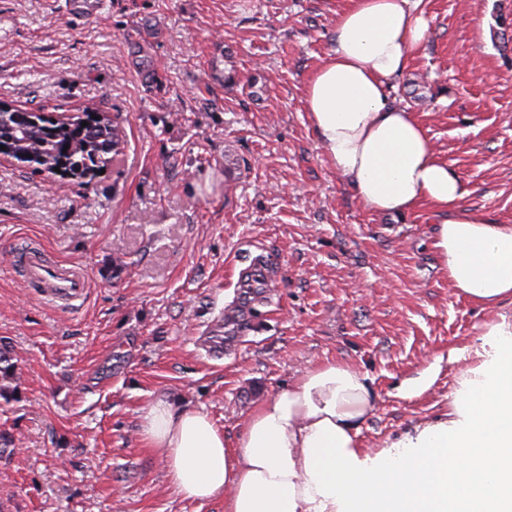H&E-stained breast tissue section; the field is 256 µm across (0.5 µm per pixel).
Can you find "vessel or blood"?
<instances>
[{"instance_id": "obj_1", "label": "vessel or blood", "mask_w": 512, "mask_h": 512, "mask_svg": "<svg viewBox=\"0 0 512 512\" xmlns=\"http://www.w3.org/2000/svg\"><path fill=\"white\" fill-rule=\"evenodd\" d=\"M11 260L22 269L28 283L39 288L47 300H83L86 277L76 269L48 259L43 253L22 245L15 247Z\"/></svg>"}]
</instances>
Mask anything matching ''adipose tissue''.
I'll use <instances>...</instances> for the list:
<instances>
[{
	"mask_svg": "<svg viewBox=\"0 0 512 512\" xmlns=\"http://www.w3.org/2000/svg\"><path fill=\"white\" fill-rule=\"evenodd\" d=\"M420 2L350 0L306 85V106L329 165L364 206L393 218L433 206L449 283L497 316L449 351L458 387L444 419L378 450L359 443L371 379L344 363L307 370L265 400L233 444L206 413L154 400L141 439L163 451L183 499L220 497L224 512H512V315L500 311L512 300V224L461 208V179L389 99L427 39Z\"/></svg>",
	"mask_w": 512,
	"mask_h": 512,
	"instance_id": "ef3b65f1",
	"label": "adipose tissue"
}]
</instances>
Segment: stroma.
Wrapping results in <instances>:
<instances>
[{"label": "stroma", "instance_id": "stroma-1", "mask_svg": "<svg viewBox=\"0 0 512 512\" xmlns=\"http://www.w3.org/2000/svg\"><path fill=\"white\" fill-rule=\"evenodd\" d=\"M104 2L78 20L68 0H0V101L56 119L92 101L126 134L83 184L0 162V337L23 391L0 404L16 437L0 512H224L171 487L144 409L170 398L233 439L326 361L372 380L362 447L442 417L448 351L491 314L449 285L431 205L378 214L326 160L304 92L348 0ZM423 8L428 38L390 98L463 181L461 207L512 224V0ZM22 241L84 273L80 306L25 281L10 261ZM259 253L276 288L253 308L238 274ZM231 310L235 342L211 359L200 338ZM426 372L424 393L399 395Z\"/></svg>", "mask_w": 512, "mask_h": 512}]
</instances>
